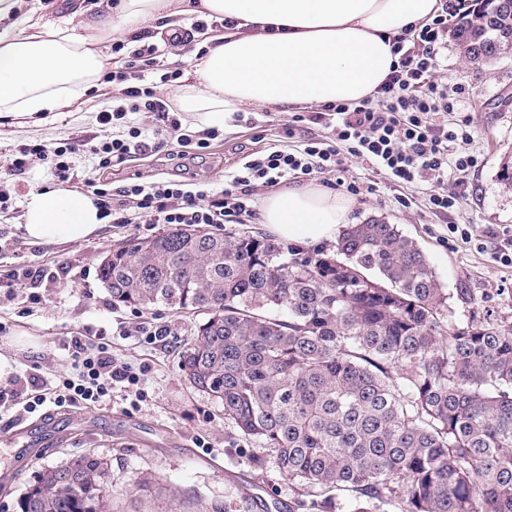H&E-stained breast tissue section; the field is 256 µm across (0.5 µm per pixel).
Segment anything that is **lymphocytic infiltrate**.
Wrapping results in <instances>:
<instances>
[{"label": "lymphocytic infiltrate", "instance_id": "1", "mask_svg": "<svg viewBox=\"0 0 512 512\" xmlns=\"http://www.w3.org/2000/svg\"><path fill=\"white\" fill-rule=\"evenodd\" d=\"M448 14L439 12L392 40L395 57L391 71L374 96L358 104L327 103L309 115L308 121L323 127L318 136L306 135L292 149L264 150L251 154L230 184L219 192L189 189L177 181L145 185L130 183L118 191L108 185L84 181L103 217L116 224H235L252 216L257 187H274L283 180L318 177L336 182L351 194L359 187L346 177L345 160L354 157L368 163L373 172L399 187L429 185V206L434 215L448 219L450 233L462 241L472 239V227H459L449 216L459 202L462 174L478 165L473 155H458L454 146L469 144L471 120L454 117L460 98L458 87L436 77L437 57L447 43ZM140 43H112L110 69L104 85L117 88L113 105L104 106L97 121L104 132L81 142L72 138L20 148L13 155L10 175L18 176L42 162L57 181L75 183L80 178L70 162L79 148H86L98 168L107 169L135 156L165 151L171 144L195 151L209 148L220 134L209 126L190 132L181 113L160 95L163 86H177L180 70L161 64L159 47L141 33ZM153 114L154 124L141 122ZM71 356L81 369L79 380L58 378L52 388L55 405L98 402L114 389H130L141 382L140 374L113 358L108 343L88 347L72 337Z\"/></svg>", "mask_w": 512, "mask_h": 512}]
</instances>
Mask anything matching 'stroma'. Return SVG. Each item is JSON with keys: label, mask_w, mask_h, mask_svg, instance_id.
I'll return each mask as SVG.
<instances>
[{"label": "stroma", "mask_w": 512, "mask_h": 512, "mask_svg": "<svg viewBox=\"0 0 512 512\" xmlns=\"http://www.w3.org/2000/svg\"><path fill=\"white\" fill-rule=\"evenodd\" d=\"M100 0H18L16 23L39 21L61 25L74 13L94 14ZM437 77L465 86L462 114L472 118L473 139L458 146L461 154L478 155L481 166L469 173L453 221L471 225L473 238L463 242L448 223L427 206L424 187L400 189L372 173L365 162L348 158V177L359 185L351 196L348 221L371 216L398 225L425 253L448 293L450 323L512 325V268L497 256L503 233L512 229V190L498 179L501 160L512 151V52L484 62H471L449 41L438 56ZM103 102L87 90L77 104L59 112L31 117L0 116V178L8 175L13 150L23 144L53 145L67 138H91L101 126L96 116ZM256 125L228 120L210 148L202 153L182 147L146 155L95 171L83 152L72 157L79 176L98 178L112 188L136 182L166 180L196 183L221 191L244 157L266 148H289L291 115L257 109ZM42 165L12 178L17 195L8 212L0 213V273L39 268L47 275L42 287L0 288V378H16L14 402L0 406V512H17L19 495L37 472L83 453L108 461L107 495L114 512H129L143 492L133 484L136 474H152L163 486L177 489L188 506L205 512H315L312 498L285 479L275 463L254 467L259 446L242 438L224 418L221 404L192 388L180 369V354L193 337L198 316L167 307L152 311L114 304L98 277L99 265L113 244L163 232V225L105 224L96 237L83 242L34 244L21 229L31 190L49 186ZM143 320L171 331L166 343L150 344L140 336L121 335V327ZM106 333L117 360L144 371L143 402L132 392H114L97 403L53 408L60 443L39 449L35 460L13 457L4 437L17 427L40 428L41 412H25L38 387L31 374L55 381L78 378L67 345L74 336L96 343Z\"/></svg>", "instance_id": "1"}]
</instances>
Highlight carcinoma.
<instances>
[{"label": "carcinoma", "instance_id": "obj_1", "mask_svg": "<svg viewBox=\"0 0 512 512\" xmlns=\"http://www.w3.org/2000/svg\"><path fill=\"white\" fill-rule=\"evenodd\" d=\"M454 30L472 61L512 49V0ZM112 301L201 312L181 370L320 512H512V327L448 322V293L394 224L370 217L332 253L170 227L103 259ZM109 465L39 471L19 512H110Z\"/></svg>", "mask_w": 512, "mask_h": 512}]
</instances>
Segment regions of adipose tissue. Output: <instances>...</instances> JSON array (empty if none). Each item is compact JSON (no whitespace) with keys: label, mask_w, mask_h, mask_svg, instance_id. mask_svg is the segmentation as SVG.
<instances>
[{"label":"adipose tissue","mask_w":512,"mask_h":512,"mask_svg":"<svg viewBox=\"0 0 512 512\" xmlns=\"http://www.w3.org/2000/svg\"><path fill=\"white\" fill-rule=\"evenodd\" d=\"M185 0H106L75 27L0 36V114L57 112L80 100L101 75L104 37L132 35L157 16L179 34ZM201 10L235 19L207 31L212 48L191 65L179 108L198 126H222L251 107L356 103L374 94L393 57L390 37L441 10L440 0H198ZM348 199L311 185L267 198L263 220L279 238L304 245L334 240ZM103 224L94 200L64 186L29 193L24 233L36 244L80 242Z\"/></svg>","instance_id":"ef3b65f1"}]
</instances>
